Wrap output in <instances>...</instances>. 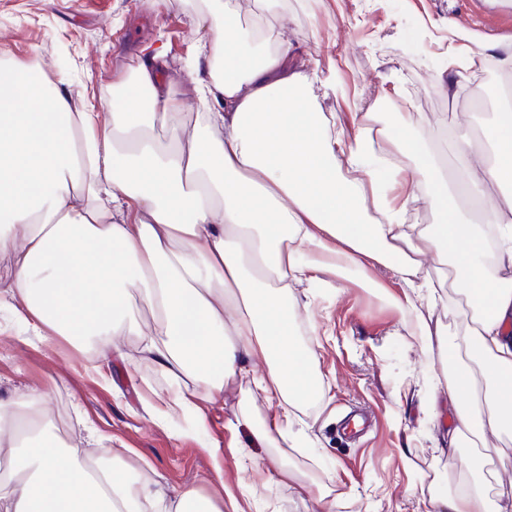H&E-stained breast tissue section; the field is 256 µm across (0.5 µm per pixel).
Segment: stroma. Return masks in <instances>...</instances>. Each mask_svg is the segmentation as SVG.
<instances>
[{"instance_id":"obj_1","label":"stroma","mask_w":512,"mask_h":512,"mask_svg":"<svg viewBox=\"0 0 512 512\" xmlns=\"http://www.w3.org/2000/svg\"><path fill=\"white\" fill-rule=\"evenodd\" d=\"M246 32L265 15L268 33L286 39L294 65L335 77L346 101L311 89L317 111L335 113L337 129L367 125L371 112H402L411 131L433 150H454L460 130L489 122L512 87V14L482 17L468 0H223ZM206 0H0V54L38 58L51 80H67L77 102L113 109L112 86L136 67L145 49L164 48L166 78L190 92L196 76L188 54L200 35L194 25ZM483 52L471 67H449L462 47ZM464 90L449 96V80ZM308 316L299 340L317 369L318 395L303 405L297 445L255 446L251 431L270 415L246 386L232 383L215 401L198 400V414L165 406L179 387L140 350L135 332L122 337L111 360L97 365L91 341L64 336L44 343L20 319L9 294H0V403L38 390L49 409L64 411L71 441L82 452L128 449L132 469L148 467L165 490L194 487L221 501L234 496L242 512H315L313 497L272 477L276 457L303 480L322 485L337 512H419L430 494L454 491L466 474L465 451L443 453L438 437L452 417L434 393L430 361L417 337L385 299L354 278L339 289L295 288ZM438 416H431V408ZM364 408L376 426L351 442L336 432L351 410Z\"/></svg>"}]
</instances>
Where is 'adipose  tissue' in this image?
<instances>
[{"mask_svg": "<svg viewBox=\"0 0 512 512\" xmlns=\"http://www.w3.org/2000/svg\"><path fill=\"white\" fill-rule=\"evenodd\" d=\"M195 23L214 37L194 47L210 63L193 85L204 106L193 117L162 79L160 49L116 86L118 109L107 115L77 104L66 81H45L35 64L0 62V283L33 335L91 337L105 360L145 306L154 318L144 350L182 384L174 408L249 382L273 409L252 433L269 445L291 435L316 385L292 286L351 271L367 281L377 264L410 281L428 256L462 289L460 332L424 315L421 286L393 304L429 357L466 356L431 376L454 410L443 443L453 453L461 441L512 433V101L484 130L492 163L465 185L498 231L490 277L483 232L402 113L331 134L285 42L246 34L222 0ZM159 120L169 141L153 136ZM377 139L411 167L374 154ZM422 184L433 221L406 223ZM45 400L0 405V438L11 441L0 453V512H240L192 487L166 493L129 477L121 455L92 459L54 445ZM423 505L505 512L512 479L474 476Z\"/></svg>", "mask_w": 512, "mask_h": 512, "instance_id": "obj_1", "label": "adipose tissue"}]
</instances>
